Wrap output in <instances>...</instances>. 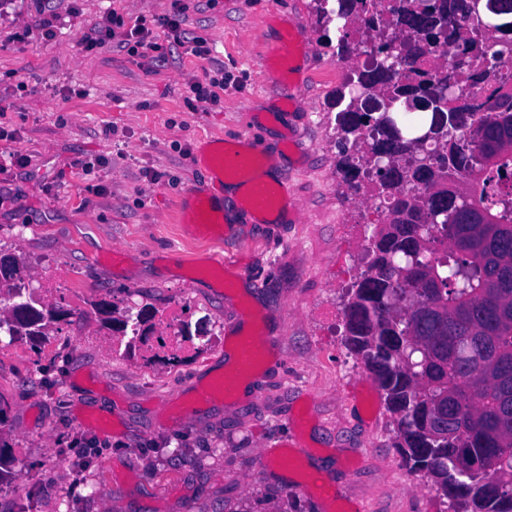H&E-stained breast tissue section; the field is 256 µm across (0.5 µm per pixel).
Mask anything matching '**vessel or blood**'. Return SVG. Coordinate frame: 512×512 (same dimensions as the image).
Masks as SVG:
<instances>
[{
	"label": "vessel or blood",
	"instance_id": "vessel-or-blood-1",
	"mask_svg": "<svg viewBox=\"0 0 512 512\" xmlns=\"http://www.w3.org/2000/svg\"><path fill=\"white\" fill-rule=\"evenodd\" d=\"M302 41L300 30L295 29L275 42L264 43V72L281 79L296 70V48ZM195 160L209 171L213 185L206 190L189 188L178 205L175 221L189 239L223 240L228 230L224 223V186L229 182L242 187L240 207L258 222L287 219L292 210L291 196L284 182L271 178L270 154L262 144L238 140L223 146H203Z\"/></svg>",
	"mask_w": 512,
	"mask_h": 512
}]
</instances>
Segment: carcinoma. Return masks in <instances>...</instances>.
I'll return each instance as SVG.
<instances>
[{"instance_id":"carcinoma-1","label":"carcinoma","mask_w":512,"mask_h":512,"mask_svg":"<svg viewBox=\"0 0 512 512\" xmlns=\"http://www.w3.org/2000/svg\"><path fill=\"white\" fill-rule=\"evenodd\" d=\"M338 17L367 24L371 61L337 90L339 169L350 193L387 198L372 258L348 288L345 344L377 383L394 415L396 447L412 472L429 476L446 512H512V89L473 109L456 81L476 61L512 63V0H338ZM453 46L448 73L410 89L400 65L419 72L431 45ZM425 130L428 138L414 139ZM438 214V223L428 218ZM0 296L37 316L58 304L27 299L18 262ZM48 326L0 312V337L36 342Z\"/></svg>"}]
</instances>
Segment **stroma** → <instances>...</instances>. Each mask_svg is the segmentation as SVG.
Instances as JSON below:
<instances>
[{
    "instance_id": "stroma-1",
    "label": "stroma",
    "mask_w": 512,
    "mask_h": 512,
    "mask_svg": "<svg viewBox=\"0 0 512 512\" xmlns=\"http://www.w3.org/2000/svg\"><path fill=\"white\" fill-rule=\"evenodd\" d=\"M180 5L187 44L160 33L144 57L83 47L107 8L151 27ZM46 14L56 38L26 36ZM273 15L302 28L304 84L260 65ZM339 35L316 24L310 0H44L40 13L12 0L0 12V253L31 286L53 261L87 289L69 325L81 344L33 375L0 367V440L30 479L29 499L0 494V512H445L430 480L403 466L381 393L344 342V296L367 267L371 231L333 178ZM193 40L212 60L191 53ZM216 63L234 86L221 106L191 109L190 84ZM216 134L282 151L291 222L238 217L221 241L180 236L178 198L209 181L192 153ZM178 289L198 330L242 318L255 342L274 331L243 392L202 400L221 351L158 383L113 359L92 303L161 309ZM285 442L303 464L262 471V449Z\"/></svg>"
}]
</instances>
